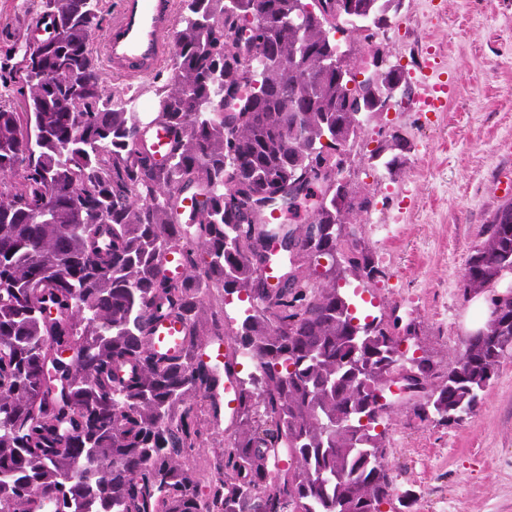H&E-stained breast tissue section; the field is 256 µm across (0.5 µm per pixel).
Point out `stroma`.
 I'll return each mask as SVG.
<instances>
[{
    "mask_svg": "<svg viewBox=\"0 0 512 512\" xmlns=\"http://www.w3.org/2000/svg\"><path fill=\"white\" fill-rule=\"evenodd\" d=\"M38 0H0V62L26 38ZM358 65L380 50L408 71L409 97L383 117L411 150L396 174L351 153L344 176L373 197L363 240L386 251L384 278L354 295L359 316L397 312L413 322L410 348L435 361L458 355L472 303L460 290L473 247L498 206L512 197V0H405L382 39H347ZM453 96L444 112H420L413 98L439 82ZM231 435L209 426L185 459L207 481ZM385 462L393 479L382 512H512V357L478 409L455 424L396 409Z\"/></svg>",
    "mask_w": 512,
    "mask_h": 512,
    "instance_id": "1",
    "label": "stroma"
}]
</instances>
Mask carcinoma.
<instances>
[{"label":"carcinoma","mask_w":512,"mask_h":512,"mask_svg":"<svg viewBox=\"0 0 512 512\" xmlns=\"http://www.w3.org/2000/svg\"><path fill=\"white\" fill-rule=\"evenodd\" d=\"M101 0H40L0 86V512H381L391 412L383 378L422 385L414 414L474 413L512 357V201L467 261L463 297L489 293V317L440 365L408 357L413 322H366L338 281L385 276L359 237L369 192L341 174L380 116L336 33L371 40L404 0H179L171 77L155 116L106 85L90 37ZM162 126L166 162L137 150ZM392 174L408 140L377 132ZM288 194V221L270 214ZM186 196L187 221L174 219ZM285 272L269 287L264 243ZM180 268L164 273L167 256ZM213 289L244 294L233 332L256 362L240 380L231 448L203 496L182 459L200 443L197 401L224 385L200 357ZM183 326L178 356L157 353L152 322ZM290 460L270 468L271 452Z\"/></svg>","instance_id":"1"}]
</instances>
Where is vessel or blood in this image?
<instances>
[{"instance_id": "b4317fda", "label": "vessel or blood", "mask_w": 512, "mask_h": 512, "mask_svg": "<svg viewBox=\"0 0 512 512\" xmlns=\"http://www.w3.org/2000/svg\"><path fill=\"white\" fill-rule=\"evenodd\" d=\"M176 0H119L102 42L98 46L107 72L126 79H144L155 74L170 59L175 48ZM448 84L436 83L417 101L422 112H442L448 105ZM167 143L165 131L148 128L138 144L141 153L162 160ZM181 330L173 319L155 321L151 344L166 355L179 352L176 340Z\"/></svg>"}]
</instances>
